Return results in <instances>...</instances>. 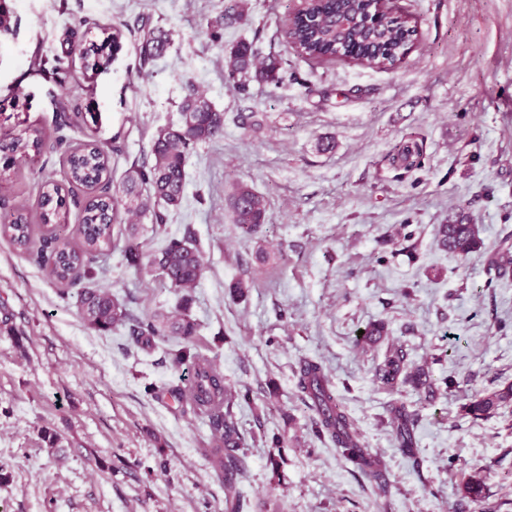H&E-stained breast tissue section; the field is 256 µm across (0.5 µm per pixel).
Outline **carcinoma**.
Wrapping results in <instances>:
<instances>
[{"instance_id": "cac0c4a2", "label": "carcinoma", "mask_w": 512, "mask_h": 512, "mask_svg": "<svg viewBox=\"0 0 512 512\" xmlns=\"http://www.w3.org/2000/svg\"><path fill=\"white\" fill-rule=\"evenodd\" d=\"M369 3L365 0H304L294 11L285 31L287 40L304 56L317 62L347 58L368 68L390 70L408 54L416 36L415 27L407 18L394 12L388 2L382 3L387 20L382 26L371 25ZM247 16L243 0H224V26L239 24ZM140 62L146 64L163 53L167 34L144 22ZM102 38L93 44V51L81 52L85 77L94 79L107 71L112 58L122 50L124 32L118 27L101 29ZM281 63L275 58L260 60L247 42L234 46L225 58V78L245 87L254 78L267 83L279 80ZM29 97L19 91L0 102V184H8L20 165L41 155L49 141L45 128L28 122ZM180 124L160 130L151 146L152 161L132 163L118 183L111 178V152L98 146L75 143L65 149L66 184H53L41 195L39 211L21 204L0 216V237L14 246L29 250L39 242L34 253L36 261L48 276L67 289L89 282L80 294L77 305L85 326L106 334L120 325H129L133 342L142 350L172 338L179 349L171 352L173 365L187 366L188 376L180 383L149 385L146 392L156 399L165 397L187 405L197 415L207 418L212 434V447L205 449L217 472L234 475L242 470L238 451L245 447V435L239 429L233 408L237 396L224 385V376L213 360L195 349L199 324L191 315L192 293L205 269L199 247L187 238L170 237L151 254H144L135 245L125 251L126 263L136 271L159 277L180 293L179 309L168 313L157 311L143 319L131 316L112 293L91 285L101 269L97 260L114 246V225L129 227V238L140 234L139 224L148 219L157 232L166 224L167 212L181 205L185 192L186 163L191 151L200 143L215 140L224 133V113L216 110L208 98L191 83L179 104ZM423 142L411 139L392 156V163L412 169L420 165ZM87 191L81 224L77 227L79 242L73 243L64 234L69 223L67 197L75 188ZM234 223L252 236L260 232L268 220L267 203L251 187L239 184L230 198ZM441 249L459 257H467L480 249V227L459 218L437 228ZM494 278L512 275V236L501 240L500 252L487 261ZM384 327L373 324L364 334L355 337L357 347L377 343ZM297 386L303 402L315 413L314 427L318 436L328 439L336 451L355 471L366 478L377 477L379 459L367 448L351 417L336 399L335 385L322 364L312 358L298 362ZM373 383L381 390L398 392L409 387L421 394L430 393L427 373L407 361L399 345L390 346L377 364ZM512 404V383L491 392H478L465 405V414L472 419H487ZM396 434L400 450L414 454L415 420L406 407L394 408ZM463 497L478 501L484 497L480 472L473 471L462 487Z\"/></svg>"}]
</instances>
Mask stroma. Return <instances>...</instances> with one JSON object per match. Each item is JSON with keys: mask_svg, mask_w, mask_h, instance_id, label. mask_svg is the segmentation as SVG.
<instances>
[{"mask_svg": "<svg viewBox=\"0 0 512 512\" xmlns=\"http://www.w3.org/2000/svg\"><path fill=\"white\" fill-rule=\"evenodd\" d=\"M300 0H247L249 19L225 26L224 0H11L16 35L0 38V99L29 94L32 122L67 141L120 146L115 174L151 162L158 130L180 123L187 83L224 113L223 137L190 153L185 195L162 233L191 238L205 271L191 314L197 349L239 393L234 411L248 440L237 477L246 512H477L463 499L473 470L483 505L512 501V405L475 420L464 406L512 383V278L488 285L485 260L512 233V0H396L417 30L395 69L318 63L284 38ZM168 31L163 55L140 67L143 19ZM118 24L124 47L87 86L53 59L71 31ZM281 61V79L225 80L240 40ZM95 104L96 130L58 128L60 112ZM424 142L418 167L391 162L398 145ZM332 149H324L326 141ZM62 151L48 148L1 192L7 206L36 208L46 182H63ZM244 183L270 220L243 235L229 199ZM467 216L480 250H442L438 225ZM103 259L100 287L131 315L172 310L174 289L136 274L123 256L124 225ZM250 289L231 291L236 281ZM77 288H60L23 251L0 239V512H226L225 480L205 454L207 422L144 391L178 382L169 352H144L126 328L101 335L77 315ZM382 322L374 347L353 345ZM426 365L436 391L390 394L372 382L391 344ZM322 362L379 479L354 472L311 429L296 387L300 358ZM415 412V459L398 449L391 409ZM53 442H46L45 433ZM283 440L278 467L268 457Z\"/></svg>", "mask_w": 512, "mask_h": 512, "instance_id": "1", "label": "stroma"}]
</instances>
